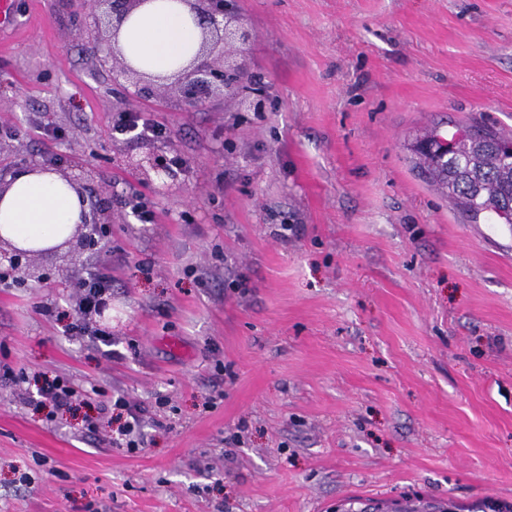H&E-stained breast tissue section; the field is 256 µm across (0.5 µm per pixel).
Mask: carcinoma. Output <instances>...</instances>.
<instances>
[{
	"label": "carcinoma",
	"instance_id": "obj_1",
	"mask_svg": "<svg viewBox=\"0 0 512 512\" xmlns=\"http://www.w3.org/2000/svg\"><path fill=\"white\" fill-rule=\"evenodd\" d=\"M509 144L512 137L492 126H472L446 139H418L412 153L421 174L444 190L465 218L512 224V159L505 151Z\"/></svg>",
	"mask_w": 512,
	"mask_h": 512
}]
</instances>
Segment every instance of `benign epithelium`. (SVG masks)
<instances>
[{"instance_id":"obj_1","label":"benign epithelium","mask_w":512,"mask_h":512,"mask_svg":"<svg viewBox=\"0 0 512 512\" xmlns=\"http://www.w3.org/2000/svg\"><path fill=\"white\" fill-rule=\"evenodd\" d=\"M149 0H88L86 17L89 23L105 30L112 38H117L118 29L125 17L138 6ZM195 14L199 25L203 26V42L196 61L190 68L178 75L172 88L182 98L189 109L204 104L213 91L219 87L229 89L238 85L242 75L240 69L227 68L216 62L215 49L232 39L245 45L250 41V33L233 18L224 7V0H183ZM128 167L146 181L160 182V188L167 187L165 179L170 177L173 164L170 154L164 150H153L145 155L127 161ZM109 233L108 222L101 217L98 209L89 206L85 222L77 225L73 234L76 249L92 251L100 240ZM31 251L10 247L9 251L0 250V274L15 283H21L19 273L27 266Z\"/></svg>"}]
</instances>
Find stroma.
Returning a JSON list of instances; mask_svg holds the SVG:
<instances>
[{
    "label": "stroma",
    "instance_id": "35a3bbf8",
    "mask_svg": "<svg viewBox=\"0 0 512 512\" xmlns=\"http://www.w3.org/2000/svg\"><path fill=\"white\" fill-rule=\"evenodd\" d=\"M243 93L115 83L82 0H14L0 168L84 171L112 224L0 285V512H449L512 505V233L418 177L424 127L512 132V0H224ZM260 93L261 112L245 100ZM170 131L167 193L125 164ZM63 137H55V130ZM112 280L70 332L85 272ZM78 409L29 405L41 375ZM121 397L136 451L89 431ZM139 113L124 112L119 115L117 120L112 125L113 134L127 135L137 130L136 135L147 133L157 138H163L168 135V129L162 124L145 125L141 122Z\"/></svg>",
    "mask_w": 512,
    "mask_h": 512
}]
</instances>
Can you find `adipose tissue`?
I'll use <instances>...</instances> for the list:
<instances>
[{
	"mask_svg": "<svg viewBox=\"0 0 512 512\" xmlns=\"http://www.w3.org/2000/svg\"><path fill=\"white\" fill-rule=\"evenodd\" d=\"M201 28L183 0H147L123 23L118 45L127 61L150 75L170 77L195 59ZM85 208L79 189L53 170L17 169L0 194V237L27 249L65 241Z\"/></svg>",
	"mask_w": 512,
	"mask_h": 512,
	"instance_id": "obj_1",
	"label": "adipose tissue"
}]
</instances>
